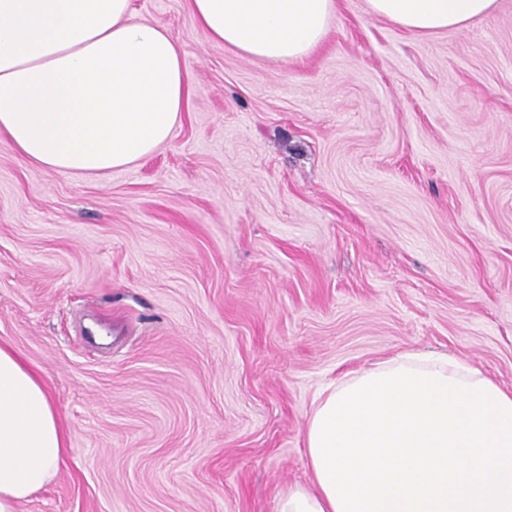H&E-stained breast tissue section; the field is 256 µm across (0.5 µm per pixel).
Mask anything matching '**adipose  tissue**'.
I'll list each match as a JSON object with an SVG mask.
<instances>
[{
  "instance_id": "adipose-tissue-1",
  "label": "adipose tissue",
  "mask_w": 512,
  "mask_h": 512,
  "mask_svg": "<svg viewBox=\"0 0 512 512\" xmlns=\"http://www.w3.org/2000/svg\"><path fill=\"white\" fill-rule=\"evenodd\" d=\"M495 0H365L415 35L465 26ZM211 44L307 59L336 0H188ZM187 51L131 0H0V143L63 174L127 167L168 142L190 94ZM309 485L277 512H512V392L469 363L405 351L319 390L304 435ZM66 455L39 373L0 341V512Z\"/></svg>"
}]
</instances>
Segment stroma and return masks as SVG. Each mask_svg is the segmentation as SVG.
Returning <instances> with one entry per match:
<instances>
[{
    "mask_svg": "<svg viewBox=\"0 0 512 512\" xmlns=\"http://www.w3.org/2000/svg\"><path fill=\"white\" fill-rule=\"evenodd\" d=\"M187 50L171 139L98 176L0 144V339L67 455L17 512H277L314 394L397 352L512 390V0L413 35L337 0L304 62Z\"/></svg>",
    "mask_w": 512,
    "mask_h": 512,
    "instance_id": "1",
    "label": "stroma"
}]
</instances>
